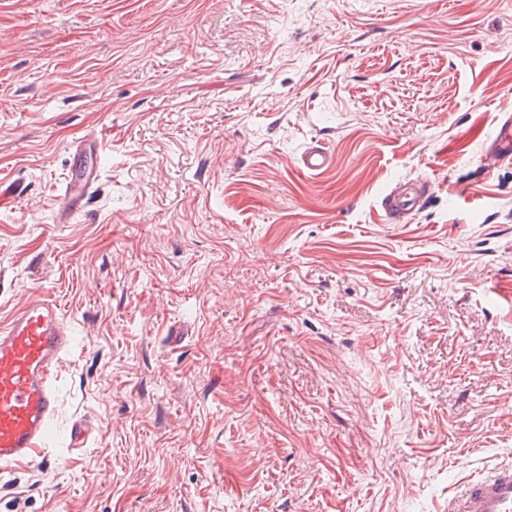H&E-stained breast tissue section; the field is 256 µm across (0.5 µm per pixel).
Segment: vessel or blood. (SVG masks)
<instances>
[{
    "label": "vessel or blood",
    "mask_w": 512,
    "mask_h": 512,
    "mask_svg": "<svg viewBox=\"0 0 512 512\" xmlns=\"http://www.w3.org/2000/svg\"><path fill=\"white\" fill-rule=\"evenodd\" d=\"M103 147L100 133L74 143L66 185L55 197L60 222L82 212L97 191L99 170L86 160L98 157ZM332 160L325 147L310 146L301 153L298 167L315 175ZM438 190L428 179L402 182L389 188L381 205L388 219L398 221ZM72 346L60 303L43 293L0 323V477L38 456L52 439L58 403L52 378ZM448 512H512V464L461 484L448 502Z\"/></svg>",
    "instance_id": "obj_1"
}]
</instances>
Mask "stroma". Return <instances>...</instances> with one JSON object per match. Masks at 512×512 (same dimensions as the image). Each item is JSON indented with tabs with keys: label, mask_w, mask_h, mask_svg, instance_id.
<instances>
[{
	"label": "stroma",
	"mask_w": 512,
	"mask_h": 512,
	"mask_svg": "<svg viewBox=\"0 0 512 512\" xmlns=\"http://www.w3.org/2000/svg\"><path fill=\"white\" fill-rule=\"evenodd\" d=\"M509 116L512 0H0V321L57 299L90 427L0 512H448L512 464ZM104 147L101 133L88 135L73 145V163L69 167L66 186L55 196V206L59 222H69L71 217L80 213L94 193L98 190L99 170L85 164V159L99 157ZM333 161L332 155L320 145L308 146L298 160L299 170L308 175L322 172ZM439 185L433 180L420 183L400 182L389 188L381 205L388 219L400 221L410 214L424 198L436 195Z\"/></svg>",
	"instance_id": "35a3bbf8"
}]
</instances>
